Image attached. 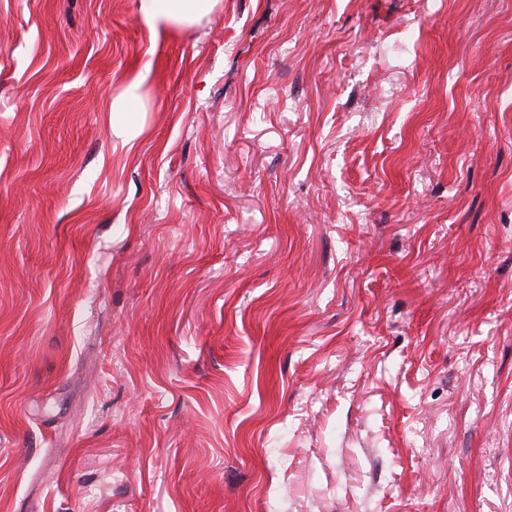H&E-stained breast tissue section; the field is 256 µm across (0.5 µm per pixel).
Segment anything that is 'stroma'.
<instances>
[{"label":"stroma","instance_id":"stroma-1","mask_svg":"<svg viewBox=\"0 0 512 512\" xmlns=\"http://www.w3.org/2000/svg\"><path fill=\"white\" fill-rule=\"evenodd\" d=\"M140 6L0 0V512H512V0ZM144 19L152 27H185L208 14L217 0H143Z\"/></svg>","mask_w":512,"mask_h":512}]
</instances>
